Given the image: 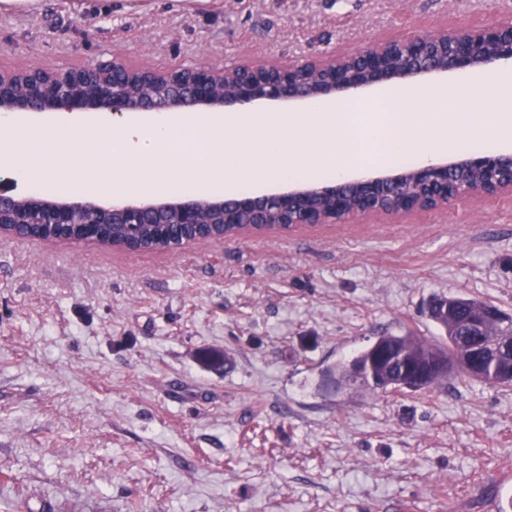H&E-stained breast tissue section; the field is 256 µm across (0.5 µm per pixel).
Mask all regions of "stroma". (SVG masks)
<instances>
[{
  "label": "stroma",
  "mask_w": 512,
  "mask_h": 512,
  "mask_svg": "<svg viewBox=\"0 0 512 512\" xmlns=\"http://www.w3.org/2000/svg\"><path fill=\"white\" fill-rule=\"evenodd\" d=\"M510 16L512 0H0V70L301 64ZM435 296L512 315V194L176 251L0 236V512H487L512 387H319L377 336L440 338Z\"/></svg>",
  "instance_id": "obj_1"
}]
</instances>
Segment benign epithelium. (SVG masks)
Listing matches in <instances>:
<instances>
[{
  "mask_svg": "<svg viewBox=\"0 0 512 512\" xmlns=\"http://www.w3.org/2000/svg\"><path fill=\"white\" fill-rule=\"evenodd\" d=\"M409 46L414 57L399 68L387 65L382 53ZM379 55L369 53L371 45L342 57L311 59L308 66H334L324 79L309 82L300 74L301 66L286 63L250 64L245 69H219L208 64L192 68L174 67L157 71L133 68L121 58L103 68L88 63L81 68H23L13 73L0 72V114L16 112H88L106 111L113 115L126 112H209L268 101L282 104L321 101L384 83H410L426 76L448 71L490 72L501 63L512 62V18L478 26L443 31L435 36L411 34L378 44ZM463 169L484 174L479 187L461 186L454 176ZM413 178L425 194L417 201L398 207L394 215L442 208L453 201L471 197L492 199L512 192V154L484 153L446 162L411 167L390 174L351 181L303 185L263 196L238 195L230 199L207 197L153 199L140 202L99 204L89 200H57L39 196H14L0 181V233L7 230L16 240L25 236L12 232L13 224H45L49 231L71 240L98 241V224H167L176 215V223L189 231L182 245L221 240L224 234L200 235L198 204L207 203L222 224H237L245 213L260 215L273 206L292 217L291 227L338 223L383 214V196L395 190L407 178ZM354 187L362 204L349 209L347 188ZM332 200V215L326 216L319 200ZM500 318L489 306L469 320L471 358L469 371L483 375L489 356L501 359L512 344L489 347L482 343L485 325ZM458 369L456 360L443 352L425 357L422 378L435 385L448 380Z\"/></svg>",
  "mask_w": 512,
  "mask_h": 512,
  "instance_id": "benign-epithelium-1",
  "label": "benign epithelium"
}]
</instances>
